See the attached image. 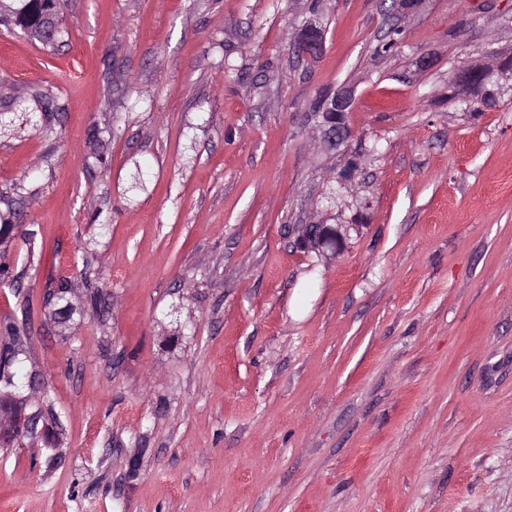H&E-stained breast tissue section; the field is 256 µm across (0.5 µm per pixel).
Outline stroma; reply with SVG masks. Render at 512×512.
Listing matches in <instances>:
<instances>
[{
    "mask_svg": "<svg viewBox=\"0 0 512 512\" xmlns=\"http://www.w3.org/2000/svg\"><path fill=\"white\" fill-rule=\"evenodd\" d=\"M386 9L59 0L52 47L0 25V193L39 170L0 323L63 427L0 448V512H512V83L448 87L512 57V0ZM342 87L352 137L317 149ZM353 159L363 227L296 251L289 225L353 217L325 199ZM87 260L110 313L56 327L46 285ZM296 48L301 55L316 57L322 53L324 41L316 28H309L299 33Z\"/></svg>",
    "mask_w": 512,
    "mask_h": 512,
    "instance_id": "35a3bbf8",
    "label": "stroma"
}]
</instances>
